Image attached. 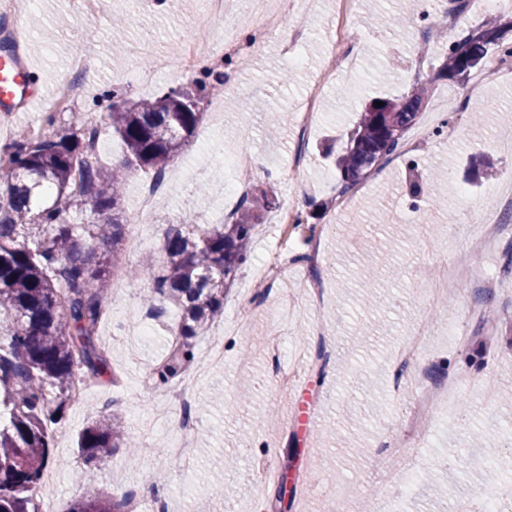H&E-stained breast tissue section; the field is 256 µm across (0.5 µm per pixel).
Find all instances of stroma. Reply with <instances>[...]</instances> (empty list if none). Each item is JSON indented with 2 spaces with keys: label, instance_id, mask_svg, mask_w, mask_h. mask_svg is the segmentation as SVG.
Listing matches in <instances>:
<instances>
[{
  "label": "stroma",
  "instance_id": "stroma-1",
  "mask_svg": "<svg viewBox=\"0 0 512 512\" xmlns=\"http://www.w3.org/2000/svg\"><path fill=\"white\" fill-rule=\"evenodd\" d=\"M12 2L25 24L16 39L0 33V46L14 44L44 92L66 74L78 45L98 49L101 64L85 96L57 118L55 127L67 128L76 114L104 126L106 167L122 159L124 146L107 129L103 93L120 90L134 100L148 99L191 84L193 75L172 66L150 87L137 88L138 69L152 64L141 47L147 43L154 53L174 58L180 37H205L216 27L204 0H153L143 18L129 17L123 61L116 65L112 17L127 15L126 0H109L107 12L96 18L76 12L68 0ZM305 2L308 30L298 47L304 65H293L273 39L250 53L247 68L230 70L215 97L224 109L223 126L213 127L211 118L203 117L193 142L173 164L189 173V180L168 181L161 202L142 214L138 193L145 176L127 177L123 214L139 220L144 236L139 244L124 241L120 259L128 267L146 253L163 256L170 227L226 221L237 202L224 195L222 186L243 174L225 169V155L245 150L258 157L259 165L245 175L256 188L274 186L280 206L266 212L257 226L251 254L224 296L223 315L190 341L199 356L213 334L224 333L222 369L197 374L188 369L170 384H157L153 369L172 350L180 314L167 308L153 320L150 335L115 343L113 335L128 313L144 310L152 280L145 275L113 287L98 342L112 353L115 377L88 386L87 405L68 406L54 435L60 512H69L89 487L114 500L128 495L146 501L162 488L167 512H336L340 500L348 512H364L366 504L384 495L378 476L389 469L411 488L400 502L401 512H448L447 497L431 496L420 482L430 471L473 501L485 489L498 488L501 512H512V472L494 464L495 455L512 453V273L501 262L503 252L512 249V223L484 248L464 242L446 246L439 239L449 219L468 225L482 207L494 204L492 189L512 184V66L485 79L472 73L462 83L436 78L434 64L443 46L432 36L437 21L424 15L423 0H356L357 68L350 77L337 73L324 92L298 187L289 177L293 111L332 64L330 38L338 12V0ZM398 13L404 16L399 27L384 25V18ZM420 56L429 60L427 70H415ZM421 80L430 83L428 99L403 137L417 142V150L387 156L346 200H339L340 184L323 148L343 142L365 100L400 96ZM243 101L251 105L244 119L236 110ZM478 105L483 108L479 125L473 122ZM438 166L448 177L433 189L429 175ZM292 198L314 225L315 236L294 235L289 250H314L318 256L313 268H301L270 288L263 302L253 303L261 283L257 269L283 232L280 208ZM368 246L381 260V275L370 283L360 274ZM445 265L472 269L474 278L453 300L427 302L414 284L436 276ZM314 268L320 272L316 280L310 275ZM485 277L499 280L500 288L485 292L480 286ZM245 302L251 310L244 321ZM430 310L454 312L456 334L435 339L428 354L403 373L408 396L394 395L395 355L420 314ZM274 328L282 354L273 362L264 343ZM320 345L330 356L324 368L314 361ZM282 370L293 374L284 391L278 386ZM425 376L454 381L458 402L423 447L406 451L398 446L400 430L413 404L410 394ZM479 381L493 386L494 405L481 400ZM172 387L185 388L195 399L199 419L194 454L184 463L166 453L177 438L178 407H169L165 424L156 421L158 404ZM104 413L144 447L139 463H131L122 448L103 464L79 454V436ZM259 458L293 473L284 501L275 498L277 482L261 480L254 467Z\"/></svg>",
  "mask_w": 512,
  "mask_h": 512
}]
</instances>
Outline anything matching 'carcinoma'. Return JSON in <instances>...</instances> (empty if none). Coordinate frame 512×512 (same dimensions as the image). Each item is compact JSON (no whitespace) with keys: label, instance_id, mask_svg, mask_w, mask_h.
Segmentation results:
<instances>
[{"label":"carcinoma","instance_id":"1","mask_svg":"<svg viewBox=\"0 0 512 512\" xmlns=\"http://www.w3.org/2000/svg\"><path fill=\"white\" fill-rule=\"evenodd\" d=\"M504 24L490 21L458 39L440 37L447 47L436 77L454 78L462 60L486 65L490 52L512 58V45H495L489 36ZM224 84V73L206 71L186 87L171 88L150 99L132 101L119 91L109 117L123 142L119 169L87 161L92 132L33 139L27 134L10 144L11 161L0 169V404L9 424L0 425V512H31V497L51 465L53 431L76 378L94 381L111 370L112 353L96 344L109 305L110 268L121 266L116 254L98 255L99 247L117 250L125 235L117 210L132 167L164 176L190 144L203 118L207 89ZM417 85L397 98L370 100L349 131L336 158L341 191L353 189L367 170L394 153L424 105ZM82 187L71 189L75 170ZM261 204L239 203L232 220L189 232L170 228L164 243L166 262L154 275L150 306L181 310L179 344L157 368L167 382L190 363L189 339L224 313V290L247 260L253 232L277 200L272 188L261 190ZM89 206L93 220L76 222L73 210ZM130 447L124 430L103 418L80 435L84 458L104 462L115 448ZM120 502L88 491L70 512H126Z\"/></svg>","mask_w":512,"mask_h":512}]
</instances>
